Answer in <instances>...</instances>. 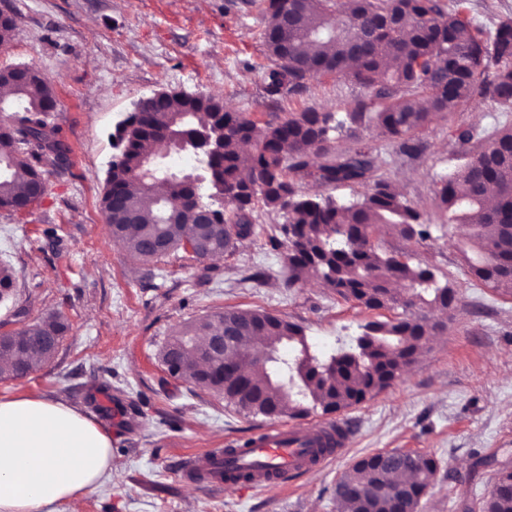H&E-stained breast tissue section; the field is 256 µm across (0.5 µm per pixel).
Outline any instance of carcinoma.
Wrapping results in <instances>:
<instances>
[{"label": "carcinoma", "mask_w": 512, "mask_h": 512, "mask_svg": "<svg viewBox=\"0 0 512 512\" xmlns=\"http://www.w3.org/2000/svg\"><path fill=\"white\" fill-rule=\"evenodd\" d=\"M289 0H267L264 45L273 66L266 91L334 74L375 91L376 107L358 101L341 117L308 109L286 112L260 126L243 112H228L222 97L164 90L161 101L132 113L117 129L123 152L107 171L102 209L112 239L131 257L149 262L176 251L204 258L230 251L252 235L257 206L285 217L270 241L284 244L285 287L313 277L340 298L379 315L362 325L354 350L334 356L328 371L309 354L301 325L260 310L229 309L208 314L178 329L161 348L160 359L181 358L177 377L224 397L239 409L269 419L304 418L354 408L388 388L417 360L425 346L424 324L431 312L457 301L455 285L431 269L383 250L376 236L389 227L406 239H425L426 221L385 180L372 181L373 158L366 146L332 154V133L374 127L406 150L436 118L475 98L512 109V18L492 36L441 0H304L288 30L278 37ZM349 15V22L337 21ZM371 42L352 57L356 30ZM12 99L0 123V210L16 211L31 186L45 180L52 159L42 141L58 133L52 122L55 93L42 74L11 85ZM199 157L190 172L157 160L175 141ZM255 151L242 159V145ZM161 180L165 193L153 190ZM364 185L351 202L331 195L310 198L298 182ZM494 188L495 202L487 191ZM435 209L448 223L472 232L461 248L471 275L502 295H512V127L494 129L484 144L440 181ZM388 311L391 316H382ZM222 321L240 336L239 364L256 373L234 377L224 365L201 361L205 336ZM67 331L56 315L33 323L28 340L15 346L0 339V380L17 379L48 364ZM267 354L259 362L256 354ZM437 469L433 458L377 452L357 461L337 485L359 490L336 499L339 512H415ZM483 512H512V469L503 467L482 504Z\"/></svg>", "instance_id": "carcinoma-1"}]
</instances>
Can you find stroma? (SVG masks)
<instances>
[{"label":"stroma","instance_id":"stroma-1","mask_svg":"<svg viewBox=\"0 0 512 512\" xmlns=\"http://www.w3.org/2000/svg\"><path fill=\"white\" fill-rule=\"evenodd\" d=\"M484 34L512 18V0H446ZM265 0H0L13 11V39L0 66L26 64L54 84V122L70 160L47 176L32 209L0 210V264L15 272L0 299V331L58 313L69 330L55 358L0 395L67 402L112 430V475L84 496L80 512H338L336 481L356 460L394 448L429 455L438 470L416 512H464L487 496L497 464H512V297L476 280L459 249L462 231L434 208L441 178L466 147L450 131L482 129L512 112L475 99L417 134L402 152L374 129L336 131L342 152L372 149L375 177L389 180L430 224L428 238L385 229L377 241L457 285L447 327L391 386L338 412L351 438L325 468L288 485L207 489L181 479L182 457L246 439L270 421L172 377L159 352L183 324L224 309L263 310L305 329L312 355L354 347L373 314L316 280L284 287V249L269 237L281 214L256 208L255 232L234 252L134 260L115 243L100 205L112 160L111 135L134 104L160 89L221 96L257 123L276 112H342L370 93L326 75L268 96L262 42ZM124 414L101 413L109 399Z\"/></svg>","mask_w":512,"mask_h":512}]
</instances>
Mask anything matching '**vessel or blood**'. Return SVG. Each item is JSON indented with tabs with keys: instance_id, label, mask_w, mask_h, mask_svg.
<instances>
[{
	"instance_id": "b4317fda",
	"label": "vessel or blood",
	"mask_w": 512,
	"mask_h": 512,
	"mask_svg": "<svg viewBox=\"0 0 512 512\" xmlns=\"http://www.w3.org/2000/svg\"><path fill=\"white\" fill-rule=\"evenodd\" d=\"M348 443V432L334 420L276 425L236 444L234 453L214 448L185 457L180 470L183 478L213 488L223 486L230 472L244 471L249 488L264 489L325 465Z\"/></svg>"
}]
</instances>
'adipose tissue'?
<instances>
[{"instance_id":"ef3b65f1","label":"adipose tissue","mask_w":512,"mask_h":512,"mask_svg":"<svg viewBox=\"0 0 512 512\" xmlns=\"http://www.w3.org/2000/svg\"><path fill=\"white\" fill-rule=\"evenodd\" d=\"M112 472V436L64 402L0 396V512H77Z\"/></svg>"}]
</instances>
